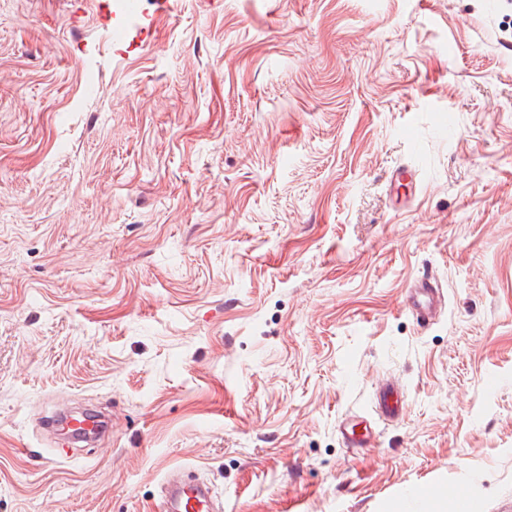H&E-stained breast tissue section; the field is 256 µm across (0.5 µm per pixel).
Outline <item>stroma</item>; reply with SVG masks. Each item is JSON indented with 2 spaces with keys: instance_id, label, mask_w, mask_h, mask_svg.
Returning a JSON list of instances; mask_svg holds the SVG:
<instances>
[{
  "instance_id": "35a3bbf8",
  "label": "stroma",
  "mask_w": 512,
  "mask_h": 512,
  "mask_svg": "<svg viewBox=\"0 0 512 512\" xmlns=\"http://www.w3.org/2000/svg\"><path fill=\"white\" fill-rule=\"evenodd\" d=\"M138 5L0 0V512H512V0ZM443 295L431 273L419 278L410 288L405 306L415 315L421 324H430L442 308ZM373 407L374 418L353 416L343 419L340 432L346 447H374L376 423L395 422L399 417L402 409V390L389 383L378 386L374 393ZM179 468L169 473L163 498V512H214V497L211 488L205 483L174 481L171 476Z\"/></svg>"
}]
</instances>
